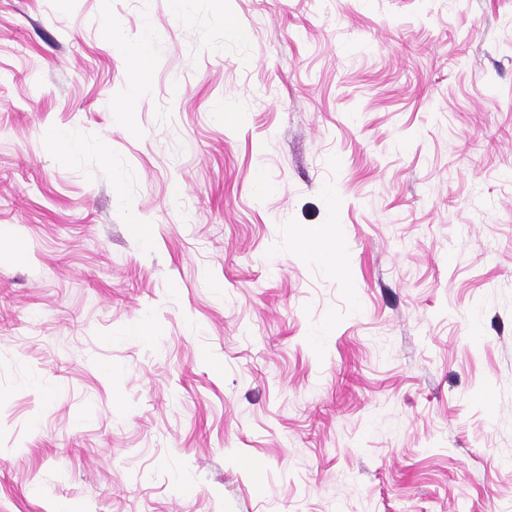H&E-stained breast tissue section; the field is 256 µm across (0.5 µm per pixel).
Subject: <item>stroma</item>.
I'll use <instances>...</instances> for the list:
<instances>
[{
  "instance_id": "stroma-1",
  "label": "stroma",
  "mask_w": 512,
  "mask_h": 512,
  "mask_svg": "<svg viewBox=\"0 0 512 512\" xmlns=\"http://www.w3.org/2000/svg\"><path fill=\"white\" fill-rule=\"evenodd\" d=\"M1 225L0 512H512V0H0ZM138 61L137 68L132 72V79L138 84L145 82L150 75V36L146 32L141 44L134 50ZM136 74V78H134Z\"/></svg>"
}]
</instances>
